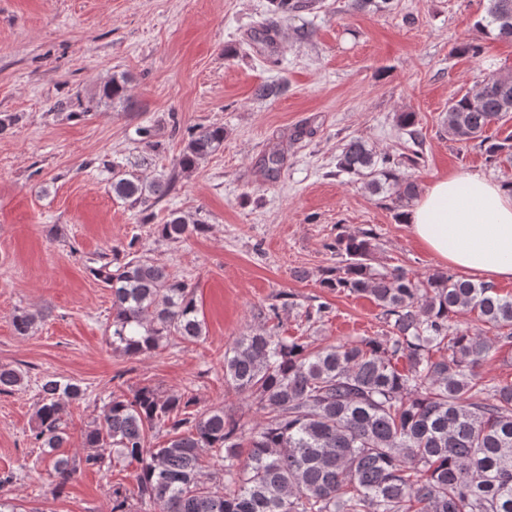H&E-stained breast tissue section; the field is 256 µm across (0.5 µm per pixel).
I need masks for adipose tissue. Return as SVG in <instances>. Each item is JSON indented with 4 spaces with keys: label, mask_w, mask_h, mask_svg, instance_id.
Returning a JSON list of instances; mask_svg holds the SVG:
<instances>
[{
    "label": "adipose tissue",
    "mask_w": 512,
    "mask_h": 512,
    "mask_svg": "<svg viewBox=\"0 0 512 512\" xmlns=\"http://www.w3.org/2000/svg\"><path fill=\"white\" fill-rule=\"evenodd\" d=\"M439 262L473 280H512V188L454 172L434 180L406 216Z\"/></svg>",
    "instance_id": "adipose-tissue-1"
}]
</instances>
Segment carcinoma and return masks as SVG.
<instances>
[{"mask_svg":"<svg viewBox=\"0 0 512 512\" xmlns=\"http://www.w3.org/2000/svg\"><path fill=\"white\" fill-rule=\"evenodd\" d=\"M476 25L512 41V0H486ZM126 85L125 75L112 76L85 111L125 100ZM511 113L512 77L488 74L477 91L451 99L444 124L452 138L478 142L489 161L512 164V134L485 136ZM397 120L421 144L416 113ZM223 144L224 127L202 126L178 166L193 170ZM422 156L378 155L353 138L338 168L403 208L417 195ZM173 184L112 170V192L134 205ZM209 228L173 215L155 233L176 242ZM372 240L365 229L337 237L339 265L326 269L320 286L370 298L384 336L344 343L279 336L267 326L279 316L271 305L257 314L264 325L225 348V385L261 413L248 429L222 406L196 408L187 390L142 386L130 397L114 390L83 432L86 452L69 457L57 453L69 441L64 414L84 389L44 376L32 438L43 449L51 495L64 494L86 469L127 460L138 469L130 485L112 486L111 512H132L134 500L159 512H512V382L490 383L480 372L492 350L512 347V295L447 271L420 278L401 266L379 270ZM101 259L93 274L112 294L114 348L138 356L168 336L202 338L195 286L144 256ZM464 312L482 326H461ZM22 381L20 371L0 366V393ZM160 434L167 440L151 445ZM205 453L220 463L216 472L205 473Z\"/></svg>","mask_w":512,"mask_h":512,"instance_id":"obj_1","label":"carcinoma"}]
</instances>
